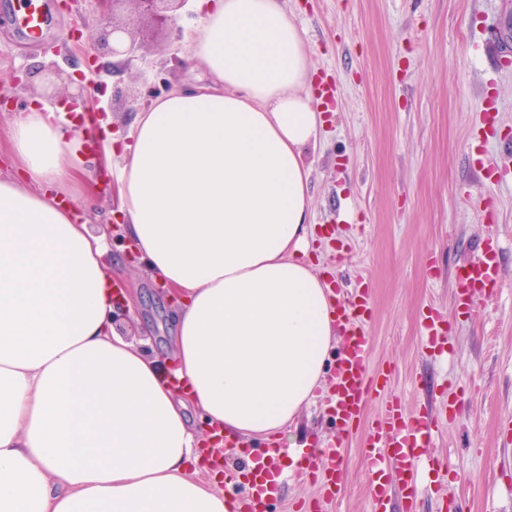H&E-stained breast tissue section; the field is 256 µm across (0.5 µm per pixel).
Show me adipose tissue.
<instances>
[{
	"label": "adipose tissue",
	"mask_w": 512,
	"mask_h": 512,
	"mask_svg": "<svg viewBox=\"0 0 512 512\" xmlns=\"http://www.w3.org/2000/svg\"><path fill=\"white\" fill-rule=\"evenodd\" d=\"M207 82L139 112L127 135L35 108L0 174V512H229L192 420L279 436L324 388L338 339L306 260L323 116L283 0H199L183 36ZM115 170L123 232L178 298L173 370L112 325L103 238L50 190Z\"/></svg>",
	"instance_id": "ef3b65f1"
}]
</instances>
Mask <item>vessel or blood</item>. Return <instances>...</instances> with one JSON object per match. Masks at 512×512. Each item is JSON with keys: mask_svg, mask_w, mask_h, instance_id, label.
I'll use <instances>...</instances> for the list:
<instances>
[{"mask_svg": "<svg viewBox=\"0 0 512 512\" xmlns=\"http://www.w3.org/2000/svg\"><path fill=\"white\" fill-rule=\"evenodd\" d=\"M46 23L41 0H26L19 27L34 34ZM504 279L500 243L491 234L484 238L477 257L462 262L454 272L460 305H470L475 297L500 287ZM335 311L343 325V348L334 382L323 399L336 418V437L307 465L320 489L319 498L301 504L296 512H325L336 501L340 492L337 462L355 436L362 439L368 468L370 512H393L388 493L392 486L401 492L405 512H418L422 485L448 474L446 463L431 455L430 449L442 425L453 417L457 398L445 397L433 411L407 408L400 397L390 393L387 374L371 371L369 366L368 325L373 313L369 291L357 289L353 300L336 304ZM417 319L424 348L432 352L441 349L443 315L428 306L419 311ZM373 400L379 406L371 414L367 408ZM224 488L231 512H268L274 498L269 473L261 467L243 477L225 470Z\"/></svg>", "mask_w": 512, "mask_h": 512, "instance_id": "vessel-or-blood-1", "label": "vessel or blood"}]
</instances>
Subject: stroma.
I'll use <instances>...</instances> for the list:
<instances>
[{"label":"stroma","mask_w":512,"mask_h":512,"mask_svg":"<svg viewBox=\"0 0 512 512\" xmlns=\"http://www.w3.org/2000/svg\"><path fill=\"white\" fill-rule=\"evenodd\" d=\"M46 0L51 24L41 38L13 22L19 0H0V86L13 70L30 71L10 110L0 112V160H7L15 113L38 97V72L70 43L72 29L95 32L87 4L72 11ZM310 49L315 77L337 83L311 166L317 273L353 293L366 283L372 368L391 373L390 389L407 407H432L445 388L459 395L455 415L434 449L462 484L449 491L467 512H512V0H287ZM142 59L113 72L101 53L104 94L97 106L111 132L128 131L136 115L177 86L195 81L176 30L141 25ZM96 189L81 219L91 233L111 228L107 267L132 311L116 329L148 353L172 346L167 289L144 262L129 261L115 225V181L88 157ZM495 234L508 277L467 310L457 308L453 271ZM432 306L446 318L448 360L424 352L416 315ZM336 434L326 406L311 402L280 439L281 486L269 512H290L315 496L297 458ZM360 438L341 463L340 494L329 512H369Z\"/></svg>","instance_id":"obj_1"}]
</instances>
